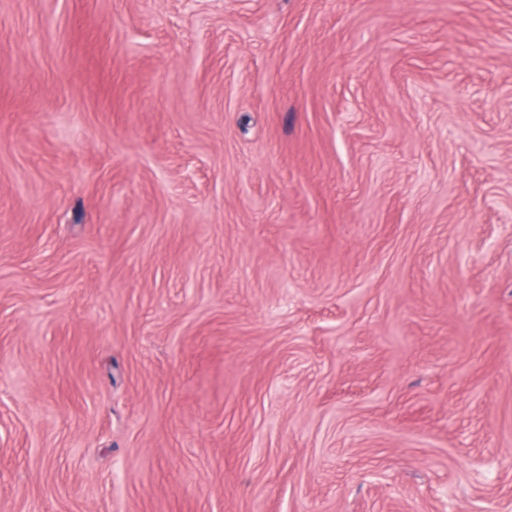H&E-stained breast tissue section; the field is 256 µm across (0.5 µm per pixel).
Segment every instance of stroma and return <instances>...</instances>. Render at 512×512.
<instances>
[{"label": "stroma", "mask_w": 512, "mask_h": 512, "mask_svg": "<svg viewBox=\"0 0 512 512\" xmlns=\"http://www.w3.org/2000/svg\"><path fill=\"white\" fill-rule=\"evenodd\" d=\"M0 512H512V0H0Z\"/></svg>", "instance_id": "35a3bbf8"}]
</instances>
